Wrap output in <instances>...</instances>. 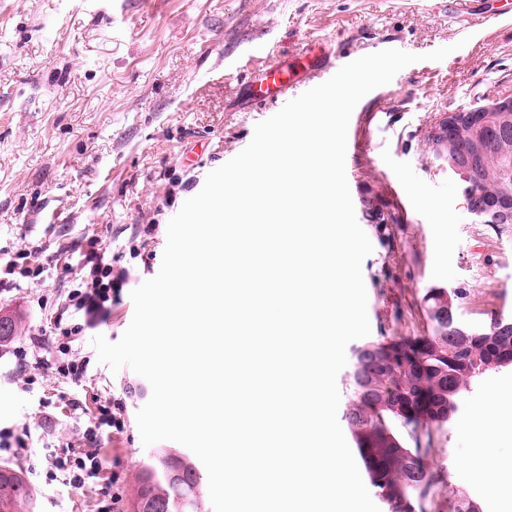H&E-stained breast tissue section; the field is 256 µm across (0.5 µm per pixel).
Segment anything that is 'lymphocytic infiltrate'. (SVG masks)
<instances>
[{"instance_id":"lymphocytic-infiltrate-1","label":"lymphocytic infiltrate","mask_w":512,"mask_h":512,"mask_svg":"<svg viewBox=\"0 0 512 512\" xmlns=\"http://www.w3.org/2000/svg\"><path fill=\"white\" fill-rule=\"evenodd\" d=\"M77 263H64L62 269L71 279L65 298L53 313V330L56 336L58 374L73 382L86 378L90 356L81 354L74 347L75 341L86 332L96 329L109 319L112 306L129 283V268H115L112 263V242L99 235L85 237L78 247ZM31 250L0 251V288L18 287L20 280H37L44 272L43 266H30ZM70 410L87 415L88 421L80 433L77 447H66L57 465L69 472L72 487H83L87 480L102 483L98 512H112L116 500L112 489L121 477L118 472H105L101 445L111 435L123 433L126 423L121 417L122 402L118 399L97 400L95 407H88L80 400H69Z\"/></svg>"}]
</instances>
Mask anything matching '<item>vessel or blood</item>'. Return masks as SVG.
Wrapping results in <instances>:
<instances>
[{
  "instance_id": "vessel-or-blood-1",
  "label": "vessel or blood",
  "mask_w": 512,
  "mask_h": 512,
  "mask_svg": "<svg viewBox=\"0 0 512 512\" xmlns=\"http://www.w3.org/2000/svg\"><path fill=\"white\" fill-rule=\"evenodd\" d=\"M498 0H448V12L460 20L483 22L499 16ZM332 62L321 42L307 44L295 56H273L253 69L246 89L254 102L287 103L311 79L327 74Z\"/></svg>"
}]
</instances>
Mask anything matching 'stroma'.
<instances>
[{
	"label": "stroma",
	"mask_w": 512,
	"mask_h": 512,
	"mask_svg": "<svg viewBox=\"0 0 512 512\" xmlns=\"http://www.w3.org/2000/svg\"><path fill=\"white\" fill-rule=\"evenodd\" d=\"M448 0H0V247L41 246L48 266L58 247L98 234L112 259L132 268L128 289L97 329L120 339L134 305L132 288L154 277L167 225L207 175L251 142L256 124L279 110L247 103L249 72L267 57L323 39L347 63L385 49L419 62L356 106L346 155L358 224L373 245L362 265L371 333L421 336L422 297L431 288L465 291L458 319L481 327L512 321V229L479 223L463 185L429 137L451 112L512 98V14L481 26L449 22ZM454 51L441 61L426 53ZM157 225L147 235L146 225ZM137 239L140 258L129 256ZM62 271L22 281L0 295V315L21 321L18 344L51 327L48 309L66 291ZM0 343V427H27L26 448L8 459L38 496L39 512H97L99 486L74 489L52 461L82 424L65 399L118 398L125 433L105 440L106 465L122 477L114 512H127L145 453L136 414L151 397L146 379L91 361L84 382L61 379L50 353L29 356L27 384ZM512 407V370L489 373L434 431L426 464L439 482L418 512H450L462 489L484 512H512V495L469 466L478 449L512 459V434L495 417L467 433L482 397Z\"/></svg>",
	"instance_id": "stroma-1"
}]
</instances>
